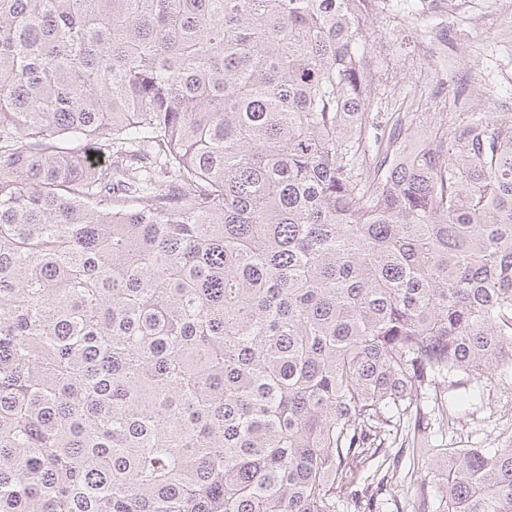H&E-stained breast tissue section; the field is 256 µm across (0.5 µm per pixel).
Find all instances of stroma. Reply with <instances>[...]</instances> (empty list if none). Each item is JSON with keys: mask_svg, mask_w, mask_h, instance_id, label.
I'll return each instance as SVG.
<instances>
[{"mask_svg": "<svg viewBox=\"0 0 512 512\" xmlns=\"http://www.w3.org/2000/svg\"><path fill=\"white\" fill-rule=\"evenodd\" d=\"M453 26L417 0H379L371 25L374 42V111L383 120L411 113L404 136L453 112L484 111L492 87L498 111L512 114V0H456ZM512 441V383L481 381L466 397L439 387L419 426L388 437L389 496L400 512H416L420 486L428 512H439L437 469L447 449L501 447Z\"/></svg>", "mask_w": 512, "mask_h": 512, "instance_id": "1", "label": "stroma"}]
</instances>
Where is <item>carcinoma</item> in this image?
Masks as SVG:
<instances>
[{
	"label": "carcinoma",
	"mask_w": 512,
	"mask_h": 512,
	"mask_svg": "<svg viewBox=\"0 0 512 512\" xmlns=\"http://www.w3.org/2000/svg\"><path fill=\"white\" fill-rule=\"evenodd\" d=\"M376 10L0 0V512H384L376 442L512 373V115L405 153ZM436 477L512 512V443Z\"/></svg>",
	"instance_id": "1"
}]
</instances>
